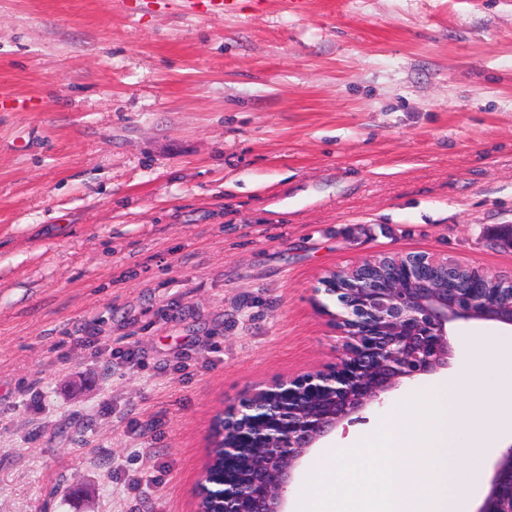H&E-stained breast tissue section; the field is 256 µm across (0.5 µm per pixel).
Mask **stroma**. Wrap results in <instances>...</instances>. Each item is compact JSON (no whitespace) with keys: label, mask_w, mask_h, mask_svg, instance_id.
I'll list each match as a JSON object with an SVG mask.
<instances>
[{"label":"stroma","mask_w":512,"mask_h":512,"mask_svg":"<svg viewBox=\"0 0 512 512\" xmlns=\"http://www.w3.org/2000/svg\"><path fill=\"white\" fill-rule=\"evenodd\" d=\"M505 224L512 0H0V512H196L215 415L338 363L322 277H512ZM510 333L449 324L452 359Z\"/></svg>","instance_id":"1"}]
</instances>
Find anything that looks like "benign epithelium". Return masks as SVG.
I'll return each instance as SVG.
<instances>
[{
	"label": "benign epithelium",
	"mask_w": 512,
	"mask_h": 512,
	"mask_svg": "<svg viewBox=\"0 0 512 512\" xmlns=\"http://www.w3.org/2000/svg\"><path fill=\"white\" fill-rule=\"evenodd\" d=\"M396 272L375 280L381 258L368 259L321 279L346 309L333 315L344 339L331 370L286 378L255 390L224 410V493L221 512H285V493L308 451L344 421L407 381L449 366L448 324L494 321L512 326V279L484 292L489 279L467 269V282L446 288L437 271L448 259L436 254L389 256ZM477 512H512V448L498 459Z\"/></svg>",
	"instance_id": "benign-epithelium-1"
}]
</instances>
